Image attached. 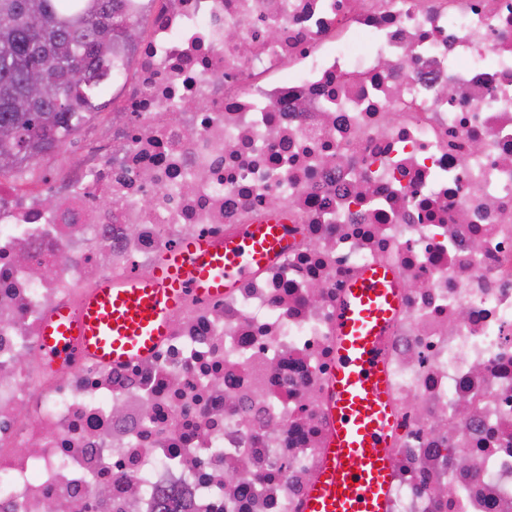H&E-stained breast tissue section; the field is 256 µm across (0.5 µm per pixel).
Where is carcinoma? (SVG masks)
I'll use <instances>...</instances> for the list:
<instances>
[{
	"mask_svg": "<svg viewBox=\"0 0 512 512\" xmlns=\"http://www.w3.org/2000/svg\"><path fill=\"white\" fill-rule=\"evenodd\" d=\"M0 173L25 167L66 142L68 117L92 96L112 42L139 23L123 0H0ZM47 90L18 104L31 73Z\"/></svg>",
	"mask_w": 512,
	"mask_h": 512,
	"instance_id": "1",
	"label": "carcinoma"
}]
</instances>
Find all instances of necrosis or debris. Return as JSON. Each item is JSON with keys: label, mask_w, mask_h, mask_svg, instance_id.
Here are the masks:
<instances>
[{"label": "necrosis or debris", "mask_w": 512, "mask_h": 512, "mask_svg": "<svg viewBox=\"0 0 512 512\" xmlns=\"http://www.w3.org/2000/svg\"><path fill=\"white\" fill-rule=\"evenodd\" d=\"M128 6L150 32L97 79L106 136L39 186L0 177V512H302L371 265L403 285L385 512H512V0ZM272 220L287 253L188 301L154 356H42L103 279Z\"/></svg>", "instance_id": "necrosis-or-debris-1"}]
</instances>
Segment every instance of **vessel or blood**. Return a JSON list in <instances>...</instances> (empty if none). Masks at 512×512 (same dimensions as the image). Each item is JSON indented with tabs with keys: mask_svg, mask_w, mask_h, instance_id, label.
Here are the masks:
<instances>
[{
	"mask_svg": "<svg viewBox=\"0 0 512 512\" xmlns=\"http://www.w3.org/2000/svg\"><path fill=\"white\" fill-rule=\"evenodd\" d=\"M287 250L283 224H245L224 239L184 238L159 255L150 274L105 280L78 311L58 308L43 327L40 350L54 364L77 354L112 366L148 358L188 297H221ZM401 298L394 273L380 266L345 290L327 395L330 431L303 512H385L394 418L382 357Z\"/></svg>",
	"mask_w": 512,
	"mask_h": 512,
	"instance_id": "1",
	"label": "vessel or blood"
}]
</instances>
